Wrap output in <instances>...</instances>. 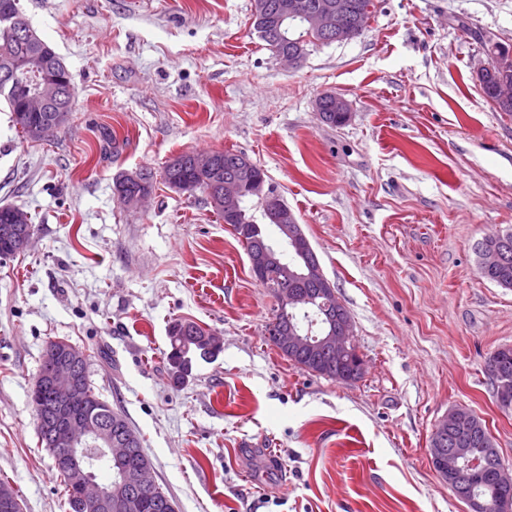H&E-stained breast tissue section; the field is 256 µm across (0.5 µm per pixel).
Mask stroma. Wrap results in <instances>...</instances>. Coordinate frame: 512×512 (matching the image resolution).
I'll list each match as a JSON object with an SVG mask.
<instances>
[{"label": "stroma", "instance_id": "obj_1", "mask_svg": "<svg viewBox=\"0 0 512 512\" xmlns=\"http://www.w3.org/2000/svg\"><path fill=\"white\" fill-rule=\"evenodd\" d=\"M375 3L362 35L291 69L253 0H20L75 91L39 142L0 103V206L34 224L30 248L0 258V481L22 512H65L30 402L63 337L107 351L94 390L139 431L176 512H470L429 460L458 407L512 467V411L485 370L512 347V290L474 251L512 227V117L486 101L492 58L460 27L512 50V0ZM327 91L351 103L347 124L320 122ZM214 150L248 155L295 213L353 318L357 382L269 342L276 302L206 193L160 182L130 207L114 191L120 173ZM176 319L220 346L180 381Z\"/></svg>", "mask_w": 512, "mask_h": 512}]
</instances>
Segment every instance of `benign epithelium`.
<instances>
[{"instance_id":"1","label":"benign epithelium","mask_w":512,"mask_h":512,"mask_svg":"<svg viewBox=\"0 0 512 512\" xmlns=\"http://www.w3.org/2000/svg\"><path fill=\"white\" fill-rule=\"evenodd\" d=\"M346 8L345 0H323L317 8L304 13L296 0H282L277 4L280 20L284 23L279 34L282 38H287L286 23L297 22L307 33L334 31L336 40H348L353 37V32L340 22ZM0 19L11 21L7 32L13 38L19 39L24 35L32 37V32L21 14L4 15ZM33 64L42 72V79L38 84L27 88L23 111L38 115L47 113L45 119L32 126L34 138L41 141L49 133L62 128L64 121L69 118L68 113L59 108L60 97L67 94L68 89L57 84L48 75V71L51 70L49 58L41 53L17 58L10 67V74L4 78V88L12 89L20 83L29 81V70ZM218 186L222 187V190L215 195L214 202L224 208L225 214L236 215L245 193L248 192L261 199L264 213L274 224L281 241L295 239L293 224L297 223L296 216L278 196L265 190L264 179L252 173V163L249 159H243L239 172L231 178L224 179ZM0 237L12 241L14 249L18 252L26 251L32 240V235L20 224L0 226ZM248 258L251 273L259 282L265 280L269 272L276 267L280 268L286 277L296 275V272L282 260L279 251L268 244H256L248 252ZM267 334L276 337L285 346H314L320 351H330L341 361H354L357 371H364L363 359L350 341L353 325L349 318L330 328L318 337L314 344L294 328L279 326L274 321L268 324ZM43 363L44 377L50 385V399L46 403L43 402L41 387L37 384L32 389V396L38 402L44 403L47 410V438L53 463L66 472L77 499L90 512H145L147 502L143 497V490L156 484L154 468L148 463L136 462L139 450L134 448V433L125 431L112 421V417L101 415L100 407L84 378V349L65 340L62 345L44 355ZM495 387L498 405L507 409L512 407V377L501 376ZM471 421L473 415L470 412L452 409L441 419L432 435V468L453 487L457 486L463 465L473 467L476 462H465L470 453L468 448L446 451L441 434L450 427L459 428ZM100 460L109 467L117 466L116 484L97 481L93 470ZM471 507L474 512H512V499H500L493 505L474 500Z\"/></svg>"}]
</instances>
